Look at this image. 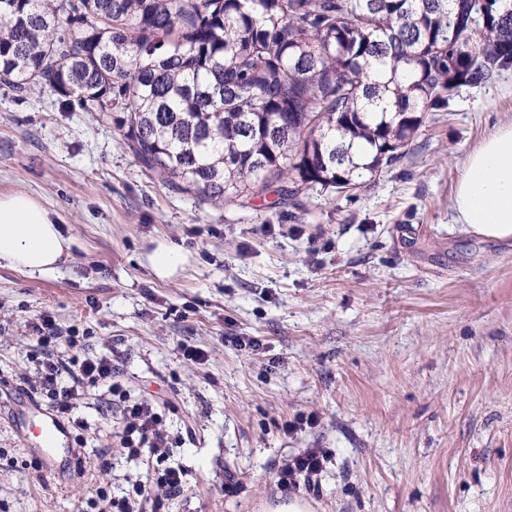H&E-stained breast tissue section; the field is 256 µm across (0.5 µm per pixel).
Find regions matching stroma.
<instances>
[{"mask_svg":"<svg viewBox=\"0 0 512 512\" xmlns=\"http://www.w3.org/2000/svg\"><path fill=\"white\" fill-rule=\"evenodd\" d=\"M511 119L512 70L461 88L354 190L202 206L145 172L114 125L59 111L47 89L0 92V194L34 195L70 240L43 275L0 263V512H98V487L118 496L146 473L110 450L104 388L65 422L81 462L47 466L17 428L27 404L51 407L24 384L43 311L89 331L81 356L116 351L132 395L177 406L166 427L188 476L169 512H512V242L450 210L466 156ZM164 249L174 260L156 267ZM310 412L316 429L284 435ZM313 445L332 452L318 491L281 489L278 463Z\"/></svg>","mask_w":512,"mask_h":512,"instance_id":"obj_1","label":"stroma"}]
</instances>
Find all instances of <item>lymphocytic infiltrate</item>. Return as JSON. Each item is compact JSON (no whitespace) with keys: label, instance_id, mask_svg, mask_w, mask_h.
Returning a JSON list of instances; mask_svg holds the SVG:
<instances>
[{"label":"lymphocytic infiltrate","instance_id":"f902f5d3","mask_svg":"<svg viewBox=\"0 0 512 512\" xmlns=\"http://www.w3.org/2000/svg\"><path fill=\"white\" fill-rule=\"evenodd\" d=\"M31 327L44 349L34 361V373L26 384L31 392L46 396L59 417L70 416L76 401L87 387L102 386L120 406L119 446L127 458L142 460L148 466V481H134L124 496L115 498L99 492L103 512H140L145 497H152L153 512H164L167 501L179 497L186 486V470L170 460V450L178 437L163 427L165 415L154 400L132 397L124 385L111 356L100 355L80 359L57 357L52 353L58 343L76 348L86 340L79 329L61 331L55 319L40 314ZM332 453L327 448H305L288 457L277 468L281 488L317 487L318 480Z\"/></svg>","mask_w":512,"mask_h":512}]
</instances>
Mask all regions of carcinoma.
<instances>
[{
    "label": "carcinoma",
    "mask_w": 512,
    "mask_h": 512,
    "mask_svg": "<svg viewBox=\"0 0 512 512\" xmlns=\"http://www.w3.org/2000/svg\"><path fill=\"white\" fill-rule=\"evenodd\" d=\"M512 69V0H0V88L112 123L198 203L342 192Z\"/></svg>",
    "instance_id": "1"
}]
</instances>
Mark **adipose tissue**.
<instances>
[{"label": "adipose tissue", "instance_id": "obj_1", "mask_svg": "<svg viewBox=\"0 0 512 512\" xmlns=\"http://www.w3.org/2000/svg\"><path fill=\"white\" fill-rule=\"evenodd\" d=\"M450 209L455 223L482 237L512 240V121L469 153ZM70 242L59 218L24 191L0 195V262L29 274L53 271Z\"/></svg>", "mask_w": 512, "mask_h": 512}]
</instances>
